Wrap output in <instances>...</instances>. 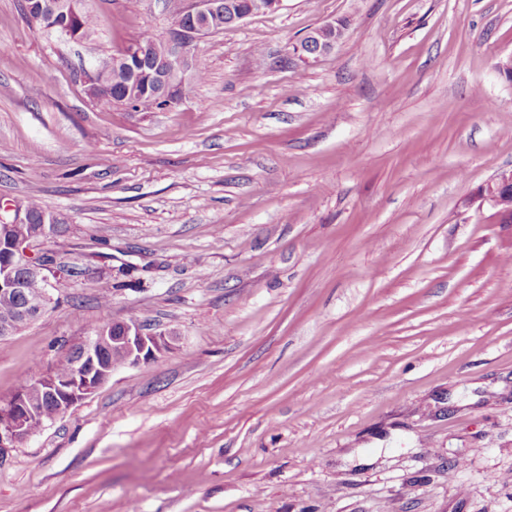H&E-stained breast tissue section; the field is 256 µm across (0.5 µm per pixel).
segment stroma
Returning <instances> with one entry per match:
<instances>
[{"mask_svg":"<svg viewBox=\"0 0 512 512\" xmlns=\"http://www.w3.org/2000/svg\"><path fill=\"white\" fill-rule=\"evenodd\" d=\"M185 3L64 42L0 0V199L83 269L0 338V404L106 322L178 336L8 449L0 512H512V0H283L177 104L93 102ZM320 28L332 30L333 36H331L329 39L322 40L316 37V31H313L310 35H308L300 46L301 52L307 58H316L332 51L344 34L343 28L340 25H336V22L325 23ZM314 39L317 40L316 44H314ZM136 42L149 44L155 58L162 57L165 54V45L153 34H144ZM140 43L126 50L121 57L115 56L112 58L111 56L99 60L85 72L84 83L88 91L94 93V95H91L92 101L106 102L112 100L113 103H120L125 95L130 92L129 96L132 99L133 105L127 100H125V105L133 106L134 108L141 107L142 110L163 106L164 102L160 101L159 97L154 93L152 82L148 80V77L144 78L136 89L129 90L126 73L127 66L124 63H118L126 62L130 58H135L137 62L151 58L150 47ZM113 63L118 64L112 67ZM109 73H112V82L105 80ZM509 197L511 205L507 208L505 200ZM483 198L495 210L494 216L500 224H512V172L501 174L493 185L488 186Z\"/></svg>","mask_w":512,"mask_h":512,"instance_id":"1","label":"stroma"}]
</instances>
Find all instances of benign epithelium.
<instances>
[{
	"label": "benign epithelium",
	"instance_id": "7a95c632",
	"mask_svg": "<svg viewBox=\"0 0 512 512\" xmlns=\"http://www.w3.org/2000/svg\"><path fill=\"white\" fill-rule=\"evenodd\" d=\"M282 0H253L251 11L240 13L236 0H190L182 9L183 26L176 25L164 37L167 58L153 62L151 70L144 71L163 92L167 105L179 102L182 87L191 73L192 64L187 48L190 42L221 28V19L233 18L240 23L245 19L276 11ZM27 13L34 22L58 19L54 25L59 38L78 40L70 21L84 9L83 0H25ZM333 31L328 39H316L311 33L301 43L300 50L308 58H316L332 51L343 37V28L333 22L322 25ZM151 57L150 47L136 44L120 57H109L95 63L85 72L84 83L92 92L91 100H112L111 82L105 77L112 72V64L131 58L140 62ZM512 198V172L501 174L494 184L488 186L483 198L502 224H512V206L505 205ZM56 219L48 212L34 215L28 206L13 202H0V295L15 299L16 308L12 317L0 320V338L10 336L23 325L40 317L51 303L49 287L64 280L67 275L57 269L48 272L39 260L47 250L29 251V245L41 242L55 231ZM44 280L47 288L31 295L26 292L30 280ZM177 341L172 332L143 333L135 321H114L98 327L81 345L74 362V373L67 378L44 374L38 381V396L30 389L20 388L16 393L15 407L8 415H0V450L13 448L31 436L29 421L37 406L44 401H57L64 410L93 394L112 377L114 368L107 362V353L125 359L128 365L148 363L158 355L169 351Z\"/></svg>",
	"mask_w": 512,
	"mask_h": 512
}]
</instances>
